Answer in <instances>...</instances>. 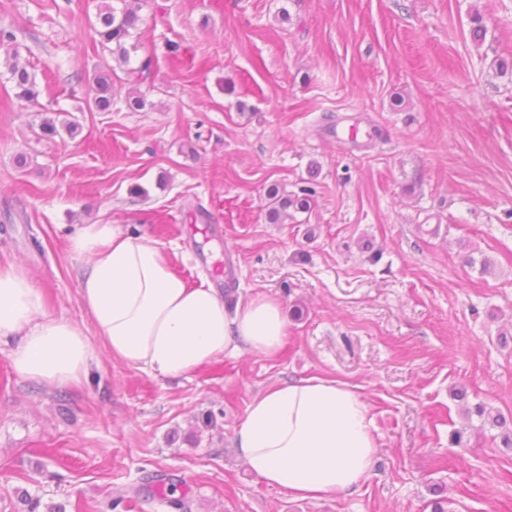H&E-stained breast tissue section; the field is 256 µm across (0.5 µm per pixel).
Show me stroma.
I'll use <instances>...</instances> for the list:
<instances>
[{"mask_svg":"<svg viewBox=\"0 0 512 512\" xmlns=\"http://www.w3.org/2000/svg\"><path fill=\"white\" fill-rule=\"evenodd\" d=\"M100 2L0 0L40 91L20 102L0 63V262L82 324L68 238L122 224L191 283L276 299L288 336L187 378L101 352L72 387L0 346V512H171L154 477L189 512H512V448L461 410L512 415V0H142L149 105L126 111L120 78L92 112ZM41 107L79 135L38 137ZM273 186L310 210L270 223ZM314 375L355 388L380 447L354 494L294 500L233 436L260 391Z\"/></svg>","mask_w":512,"mask_h":512,"instance_id":"obj_1","label":"stroma"}]
</instances>
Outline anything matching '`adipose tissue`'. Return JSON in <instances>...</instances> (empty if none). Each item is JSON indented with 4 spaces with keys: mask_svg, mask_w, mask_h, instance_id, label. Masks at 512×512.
<instances>
[{
    "mask_svg": "<svg viewBox=\"0 0 512 512\" xmlns=\"http://www.w3.org/2000/svg\"><path fill=\"white\" fill-rule=\"evenodd\" d=\"M69 249L84 260L78 300L86 326L53 317L22 265L0 264V343H12L10 364L22 378L80 383L100 348L138 370L188 376L227 354L272 357L284 345L287 323L277 301L258 294L227 311L218 289L190 283L165 246L123 225H81ZM233 444L266 485L316 500L357 491L379 440L353 388L311 376L257 395Z\"/></svg>",
    "mask_w": 512,
    "mask_h": 512,
    "instance_id": "adipose-tissue-1",
    "label": "adipose tissue"
}]
</instances>
